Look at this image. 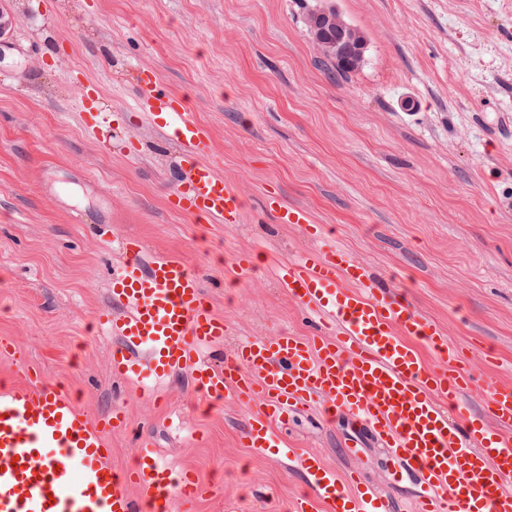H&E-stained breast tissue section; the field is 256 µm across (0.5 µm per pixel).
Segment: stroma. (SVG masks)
<instances>
[{"instance_id":"1","label":"stroma","mask_w":512,"mask_h":512,"mask_svg":"<svg viewBox=\"0 0 512 512\" xmlns=\"http://www.w3.org/2000/svg\"><path fill=\"white\" fill-rule=\"evenodd\" d=\"M319 4L0 0L17 19L0 36V382L36 372L98 422L121 408L161 463L204 487L171 512H289L307 482L288 458L246 447V411L205 404L189 372L158 381L159 407L113 376L116 340L96 318L121 239L201 275L224 318L209 353L220 366L243 339L314 333L280 286L281 264L311 242L265 211L278 195L460 349L480 376L473 410L512 384V0H331L368 43L340 80L306 26ZM147 70L209 130L206 161L245 200L238 223L171 208L177 148L137 101ZM88 112L112 113V127ZM243 252L253 268L237 267ZM130 432L105 433L114 467L133 460ZM283 435L337 472L360 470L392 512H420L354 419L303 412Z\"/></svg>"}]
</instances>
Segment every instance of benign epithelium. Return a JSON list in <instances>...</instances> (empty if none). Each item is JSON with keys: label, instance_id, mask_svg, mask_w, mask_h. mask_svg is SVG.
Instances as JSON below:
<instances>
[{"label": "benign epithelium", "instance_id": "obj_1", "mask_svg": "<svg viewBox=\"0 0 512 512\" xmlns=\"http://www.w3.org/2000/svg\"><path fill=\"white\" fill-rule=\"evenodd\" d=\"M306 24L319 54L334 59L345 68L361 65L366 39L355 33L335 7H316L308 11Z\"/></svg>", "mask_w": 512, "mask_h": 512}]
</instances>
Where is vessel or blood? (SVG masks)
I'll return each mask as SVG.
<instances>
[{"label":"vessel or blood","mask_w":512,"mask_h":512,"mask_svg":"<svg viewBox=\"0 0 512 512\" xmlns=\"http://www.w3.org/2000/svg\"><path fill=\"white\" fill-rule=\"evenodd\" d=\"M138 81L150 123L179 148L184 177L171 206L238 221L240 195L204 159L208 130L155 74ZM267 205L312 241L281 265L279 279L314 313L316 335L256 336L238 343L223 368L211 366L201 353L222 341L224 319L198 277L173 255L144 261L140 242L126 238L109 281L111 304L98 313L118 341L113 375L143 379L140 395L152 401L150 379L192 368L198 391L233 393L247 410L244 440L259 453L278 447L275 425L290 413L319 406L351 413L387 448L394 482L411 478L421 512H512V386L493 387L485 413L471 412L464 394L475 375L459 349L326 240L306 209L273 195ZM427 352L447 371L429 369ZM125 425L117 409L108 424L90 422L69 395L34 378L1 387L0 512H169L173 500L196 499L198 480L160 463L147 440H139L132 468L113 467L104 429ZM300 464L310 491L291 512H389L360 472L340 475L315 453Z\"/></svg>","instance_id":"obj_1"}]
</instances>
